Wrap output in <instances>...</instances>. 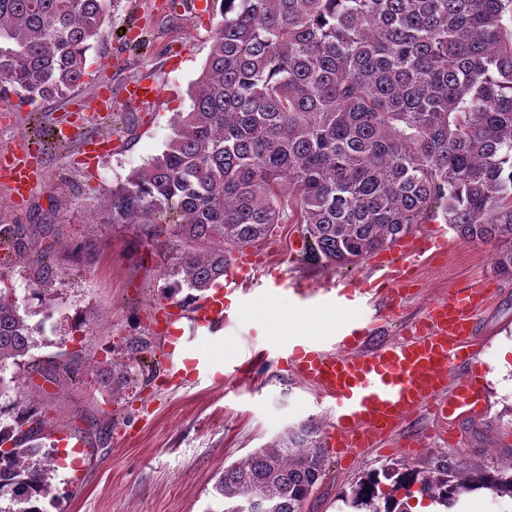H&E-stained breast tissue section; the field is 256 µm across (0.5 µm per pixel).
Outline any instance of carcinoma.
Masks as SVG:
<instances>
[{
  "label": "carcinoma",
  "instance_id": "carcinoma-1",
  "mask_svg": "<svg viewBox=\"0 0 512 512\" xmlns=\"http://www.w3.org/2000/svg\"><path fill=\"white\" fill-rule=\"evenodd\" d=\"M116 0H0V100L35 105L86 74ZM216 25L190 111L166 149L107 192L102 224L170 221L167 297L208 290L232 251L290 220L305 225L306 260L349 267L442 219L464 241L493 243L512 279V0H217ZM46 251L25 301H53ZM0 278V397L40 326ZM109 393L127 364L102 369ZM0 512H46L57 448L41 442L32 402L0 405ZM316 431L302 426L224 469L219 512H303L325 474ZM393 480L389 490L383 481ZM420 484L448 509L485 490L512 499V464L374 469L342 501L352 512H407L396 492Z\"/></svg>",
  "mask_w": 512,
  "mask_h": 512
}]
</instances>
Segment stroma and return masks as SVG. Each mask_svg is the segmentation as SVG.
I'll return each mask as SVG.
<instances>
[{
	"label": "stroma",
	"instance_id": "stroma-1",
	"mask_svg": "<svg viewBox=\"0 0 512 512\" xmlns=\"http://www.w3.org/2000/svg\"><path fill=\"white\" fill-rule=\"evenodd\" d=\"M162 2L119 0L104 25V38L88 53L81 84L66 97L36 108L15 97L0 101V149L27 137L44 145L42 177L26 201L16 202L0 186V230L26 231L17 241V256L10 259L11 282L24 292L22 256L34 244L53 248L56 272L50 308L33 317L42 327L33 351L41 367L20 373L9 397L35 400L46 411L45 433L72 435L88 448L82 469L58 460L56 498L45 502L46 512H206L208 492L226 466L299 425L314 427L320 441L331 428L329 406L318 402L311 386L279 357L282 346L306 333L296 311L288 312V328L282 332L262 323L254 307L225 329L231 343L216 345L213 355L231 363L241 355L251 357L244 377L228 372L219 380L192 373L171 378L160 309L168 302L164 257L175 252L178 238L166 232L150 239L138 224L86 220L98 208L100 187L125 182L160 154L176 113L190 109L189 90L206 62L220 16H170ZM132 25L149 40L147 53L126 46L123 31ZM145 78L156 83L159 97L141 108H126L123 87ZM103 86L112 91L114 110L108 117L93 116L87 128H118L121 148L91 176L76 163V144L57 142L53 127L68 120L71 102L91 101ZM37 224L52 225L54 232L33 244L27 234ZM440 235L448 241L446 253L422 257L397 314L383 321L381 337H402L406 323L446 295L451 284H489L493 298L476 317L486 404L449 423L443 439L435 436L431 416L423 413L398 436L383 439L382 450H361L350 460L326 451V475L304 512H345L340 494L373 469L427 471L448 457L485 466L512 460V354L502 353L512 344V280L498 275L493 245L464 242L444 221L417 225L411 233L420 241ZM306 246L303 225L291 223L277 225L265 242L269 256L294 276L319 282L349 277L358 284L379 276L369 258L336 269L304 261ZM133 339L146 341L148 349L133 369V381L109 394L91 368L125 361ZM407 438L417 441L418 452L400 451Z\"/></svg>",
	"mask_w": 512,
	"mask_h": 512
}]
</instances>
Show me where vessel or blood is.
<instances>
[{"label": "vessel or blood", "instance_id": "obj_1", "mask_svg": "<svg viewBox=\"0 0 512 512\" xmlns=\"http://www.w3.org/2000/svg\"><path fill=\"white\" fill-rule=\"evenodd\" d=\"M119 140L85 139L81 151L89 163L100 162L119 150ZM42 159L31 148L0 151V184L12 197L25 201L41 175ZM407 265H396L389 254L377 264L386 270V287L353 288L288 276L271 268L258 271L247 255L238 256L224 278L223 289L208 295L188 316V327H174L168 341L177 356L167 369L178 376L183 367L211 375L214 361L204 351L188 352L182 334L192 329L210 336L237 318L247 305L317 308L341 313V320L319 336H299L288 345L294 374L310 384L317 401L330 404L334 423L327 443L337 456L373 448L381 438L397 432L412 416L429 407L440 428L451 416L477 413L484 390L473 381L450 385L452 373L472 362L475 353V316L487 303L485 284L464 282L449 288L425 312L407 322V336L384 341L376 318L352 315L353 307L386 303L396 313L411 283L410 271L420 261L415 241L401 243Z\"/></svg>", "mask_w": 512, "mask_h": 512}]
</instances>
